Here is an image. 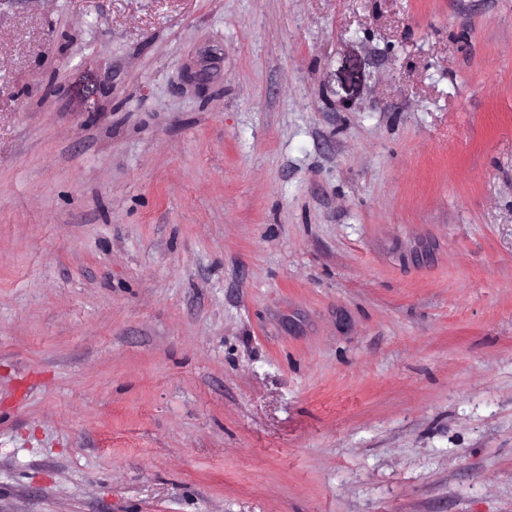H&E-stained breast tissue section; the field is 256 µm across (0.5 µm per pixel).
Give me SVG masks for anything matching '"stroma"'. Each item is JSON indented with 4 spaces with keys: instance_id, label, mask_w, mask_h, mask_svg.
Instances as JSON below:
<instances>
[{
    "instance_id": "1",
    "label": "stroma",
    "mask_w": 512,
    "mask_h": 512,
    "mask_svg": "<svg viewBox=\"0 0 512 512\" xmlns=\"http://www.w3.org/2000/svg\"><path fill=\"white\" fill-rule=\"evenodd\" d=\"M0 512H512V0H0Z\"/></svg>"
}]
</instances>
